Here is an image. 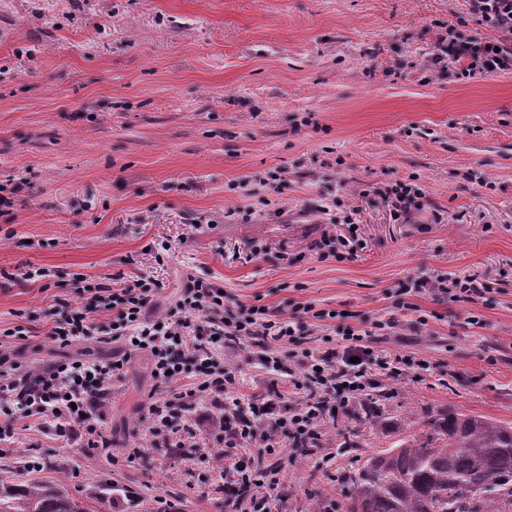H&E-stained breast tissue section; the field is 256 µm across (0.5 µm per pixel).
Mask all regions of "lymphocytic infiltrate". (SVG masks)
Instances as JSON below:
<instances>
[{"label":"lymphocytic infiltrate","mask_w":512,"mask_h":512,"mask_svg":"<svg viewBox=\"0 0 512 512\" xmlns=\"http://www.w3.org/2000/svg\"><path fill=\"white\" fill-rule=\"evenodd\" d=\"M468 13L495 38L465 35L448 29L435 44L432 64L461 78L490 75L512 68V0H467ZM378 195L393 219L407 218L425 207L426 197L414 180H399ZM81 299L50 312L47 336L67 346L98 334L122 343L127 356L148 354L158 390L146 406L148 431L166 435L169 447L183 450L189 424L180 406L202 400L224 409V433L214 438L223 449L228 476L238 496L234 512H271L282 494L279 448L317 443L327 420V405L348 412L372 391L396 377L420 370L409 355L377 351L378 337L398 326L397 318L331 325V312L296 301L285 313L264 305H232L222 286L188 276L168 315L152 317L148 309L165 285L141 273L112 285L76 274ZM454 303L484 298L491 284L478 274H441L433 279L409 278L400 283L399 309H414L421 288ZM105 315L95 323L94 315ZM334 338H327V331ZM28 331L18 325L0 332V414L53 420L62 438L83 439L91 449H108L112 439L103 426V408L125 358L89 361L72 358L46 367H27L16 359V342ZM245 351L250 360L272 368L287 389L242 398L237 372L224 363L226 345Z\"/></svg>","instance_id":"obj_1"}]
</instances>
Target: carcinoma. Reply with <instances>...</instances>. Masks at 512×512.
Listing matches in <instances>:
<instances>
[{"label": "carcinoma", "mask_w": 512, "mask_h": 512, "mask_svg": "<svg viewBox=\"0 0 512 512\" xmlns=\"http://www.w3.org/2000/svg\"><path fill=\"white\" fill-rule=\"evenodd\" d=\"M344 472L345 512H512V425L444 411ZM0 512H90L64 482H0Z\"/></svg>", "instance_id": "cac0c4a2"}]
</instances>
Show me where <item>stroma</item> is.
<instances>
[{
  "label": "stroma",
  "mask_w": 512,
  "mask_h": 512,
  "mask_svg": "<svg viewBox=\"0 0 512 512\" xmlns=\"http://www.w3.org/2000/svg\"><path fill=\"white\" fill-rule=\"evenodd\" d=\"M448 27L492 35L465 0H0V185L24 181L0 207L11 232L0 269L56 273L45 291L0 287V331L31 330L18 360L122 357L95 339L59 347L43 321L27 322L77 301V272H149L165 285L154 316L195 275L247 305L296 299L370 322L396 315L407 278L481 273L485 300L415 296L427 325L398 327L380 346L429 371L326 429L334 468L316 454L285 463L275 507L341 512L340 469L419 436L445 409L512 424V70L462 81L427 70ZM277 168L265 192L280 215L226 220L251 203L235 183ZM410 176L429 203L408 221L357 195ZM342 188L359 207L352 227L315 210ZM325 236L348 240L352 258L317 260ZM252 240L266 253L250 257ZM471 314L483 327L465 324ZM155 389L148 355L132 357L104 414L108 457L18 421L0 442V480L66 481L93 512H229L233 491L210 457L132 456Z\"/></svg>",
  "instance_id": "stroma-1"
}]
</instances>
